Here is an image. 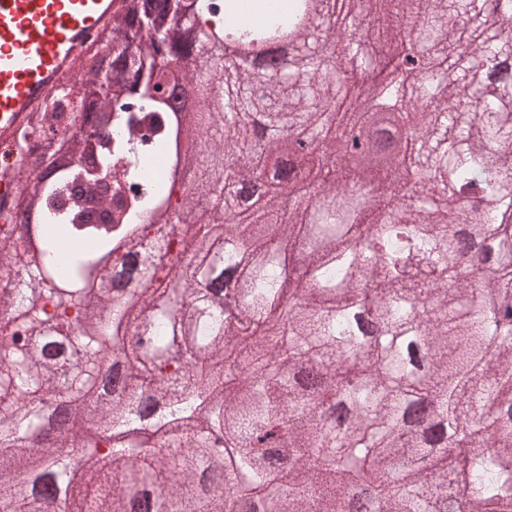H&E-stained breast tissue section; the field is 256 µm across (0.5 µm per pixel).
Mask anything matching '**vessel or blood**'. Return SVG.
Masks as SVG:
<instances>
[{
	"mask_svg": "<svg viewBox=\"0 0 512 512\" xmlns=\"http://www.w3.org/2000/svg\"><path fill=\"white\" fill-rule=\"evenodd\" d=\"M114 0H0V146L61 83Z\"/></svg>",
	"mask_w": 512,
	"mask_h": 512,
	"instance_id": "vessel-or-blood-1",
	"label": "vessel or blood"
}]
</instances>
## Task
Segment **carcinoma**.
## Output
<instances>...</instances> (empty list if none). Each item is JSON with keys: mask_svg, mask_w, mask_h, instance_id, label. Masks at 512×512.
Returning <instances> with one entry per match:
<instances>
[{"mask_svg": "<svg viewBox=\"0 0 512 512\" xmlns=\"http://www.w3.org/2000/svg\"><path fill=\"white\" fill-rule=\"evenodd\" d=\"M141 2L97 32L109 68L88 70L82 109L58 93L21 132L72 159L0 172L16 184L0 222V512H512V454L487 452L512 448V80L493 78L512 0H278L258 24L239 22L241 0L189 16ZM300 11L282 70L215 52L227 21L253 39ZM365 13L394 57L350 41ZM170 59L192 64L201 99L224 81L223 107L193 113L189 188L142 164L159 145L173 160ZM417 110L421 142L396 162L268 167L269 129L326 154ZM80 121L129 196L90 177L81 203L60 202ZM403 169L419 173L409 196ZM468 230L489 242L469 279Z\"/></svg>", "mask_w": 512, "mask_h": 512, "instance_id": "1", "label": "carcinoma"}]
</instances>
